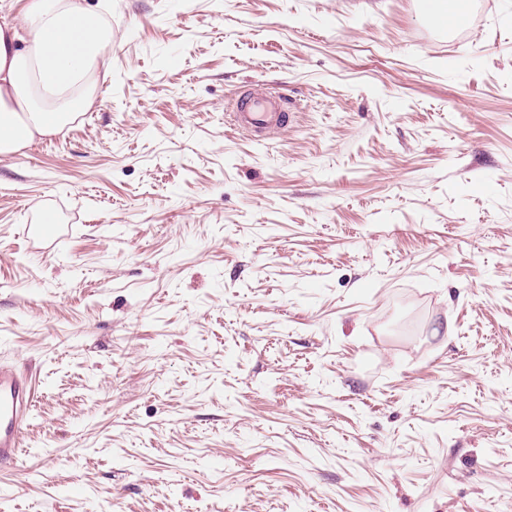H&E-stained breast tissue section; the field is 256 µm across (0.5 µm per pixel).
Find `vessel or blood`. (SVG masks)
<instances>
[{
  "instance_id": "obj_1",
  "label": "vessel or blood",
  "mask_w": 512,
  "mask_h": 512,
  "mask_svg": "<svg viewBox=\"0 0 512 512\" xmlns=\"http://www.w3.org/2000/svg\"><path fill=\"white\" fill-rule=\"evenodd\" d=\"M290 119L284 98L269 91L255 97L251 104L235 107L227 124L235 132L252 136L282 130ZM35 398L31 380L16 368L0 363V465H13L19 460L22 423Z\"/></svg>"
}]
</instances>
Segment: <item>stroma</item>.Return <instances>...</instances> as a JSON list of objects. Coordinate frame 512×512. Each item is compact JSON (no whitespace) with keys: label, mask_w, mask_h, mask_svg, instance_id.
I'll return each instance as SVG.
<instances>
[{"label":"stroma","mask_w":512,"mask_h":512,"mask_svg":"<svg viewBox=\"0 0 512 512\" xmlns=\"http://www.w3.org/2000/svg\"><path fill=\"white\" fill-rule=\"evenodd\" d=\"M88 2L94 107L0 156V512H512V0ZM228 115L227 124L233 131L250 136L282 130L291 119L285 99L272 91L255 97L249 105H237ZM36 398L31 380L0 363V465H15L22 452V422Z\"/></svg>","instance_id":"1"}]
</instances>
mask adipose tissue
Returning <instances> with one entry per match:
<instances>
[{
  "label": "adipose tissue",
  "instance_id": "obj_1",
  "mask_svg": "<svg viewBox=\"0 0 512 512\" xmlns=\"http://www.w3.org/2000/svg\"><path fill=\"white\" fill-rule=\"evenodd\" d=\"M112 29L87 0H26L0 14V155L59 134L96 102Z\"/></svg>",
  "mask_w": 512,
  "mask_h": 512
}]
</instances>
